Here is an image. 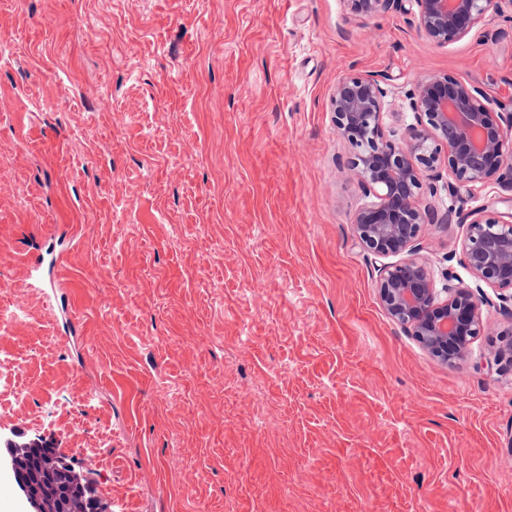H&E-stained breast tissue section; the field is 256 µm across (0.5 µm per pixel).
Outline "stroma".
Instances as JSON below:
<instances>
[{
  "label": "stroma",
  "instance_id": "stroma-1",
  "mask_svg": "<svg viewBox=\"0 0 512 512\" xmlns=\"http://www.w3.org/2000/svg\"><path fill=\"white\" fill-rule=\"evenodd\" d=\"M450 74L512 110V23L441 47L346 0H0V427L50 437L104 512H512V331L469 359L395 324L330 99ZM421 256L458 269L468 212ZM42 289L25 285L31 243Z\"/></svg>",
  "mask_w": 512,
  "mask_h": 512
}]
</instances>
